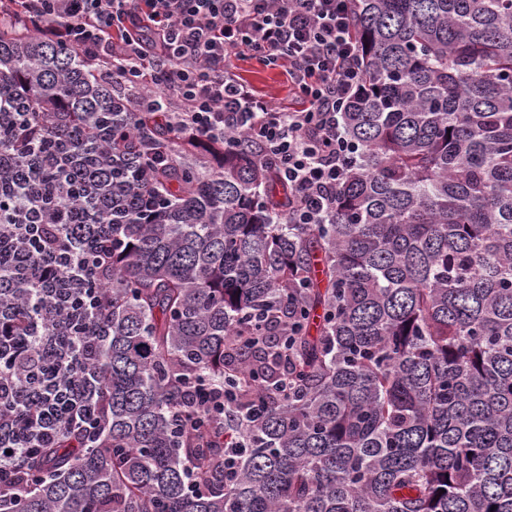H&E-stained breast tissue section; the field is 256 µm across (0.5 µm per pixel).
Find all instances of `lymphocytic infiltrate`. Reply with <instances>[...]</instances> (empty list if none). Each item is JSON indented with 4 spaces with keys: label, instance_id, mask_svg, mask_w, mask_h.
<instances>
[{
    "label": "lymphocytic infiltrate",
    "instance_id": "lymphocytic-infiltrate-1",
    "mask_svg": "<svg viewBox=\"0 0 512 512\" xmlns=\"http://www.w3.org/2000/svg\"><path fill=\"white\" fill-rule=\"evenodd\" d=\"M354 0H0V32L31 30L44 40L80 51L93 77L119 84L132 110L164 106L177 135L198 140L241 134L262 157L278 164L292 190L288 221L323 224L330 217L337 183L359 148L346 137L341 114L363 89V58L353 39ZM247 49L269 66L288 65V84L299 107L284 111L255 94L228 71L230 54ZM14 203L16 221L6 236L20 286L36 285L67 327L85 330L89 270H102L104 252H89L55 238L48 222L56 196L43 182L23 196L0 188ZM28 345L49 347L52 365L32 370L27 380L28 420L37 436L13 420H0V481L28 482L26 459L37 442L51 441L69 422L93 431L96 404L69 384L84 370L70 347L39 325L21 327L10 304L0 305V356ZM223 388L197 392L180 417L183 427L224 437L214 419Z\"/></svg>",
    "mask_w": 512,
    "mask_h": 512
}]
</instances>
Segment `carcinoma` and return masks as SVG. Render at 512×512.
Here are the masks:
<instances>
[{
    "label": "carcinoma",
    "instance_id": "cac0c4a2",
    "mask_svg": "<svg viewBox=\"0 0 512 512\" xmlns=\"http://www.w3.org/2000/svg\"><path fill=\"white\" fill-rule=\"evenodd\" d=\"M353 34L359 158L329 223L288 224L291 189L238 135L180 139L75 50L0 33V146L35 131L0 184L76 179L30 163L61 124L86 179L140 170L137 128L174 156L112 186L119 218L61 198L112 223L103 341H73L106 418L67 425L0 512H512V0H355ZM11 264L0 240V299L50 325ZM195 375L239 380L226 446L174 425Z\"/></svg>",
    "mask_w": 512,
    "mask_h": 512
}]
</instances>
